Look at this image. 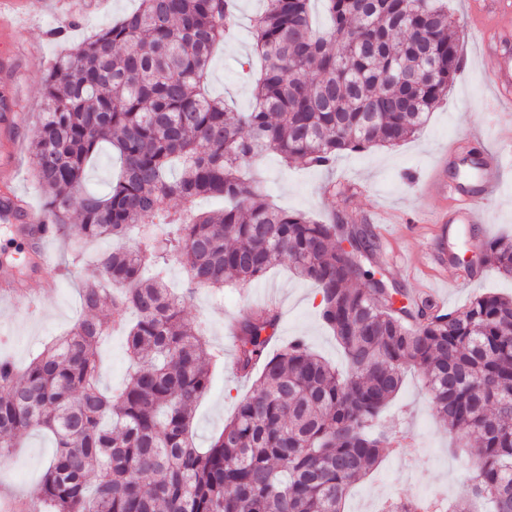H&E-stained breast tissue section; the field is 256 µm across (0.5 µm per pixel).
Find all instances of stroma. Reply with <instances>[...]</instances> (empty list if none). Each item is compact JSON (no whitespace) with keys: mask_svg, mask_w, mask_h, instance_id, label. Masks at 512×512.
I'll use <instances>...</instances> for the list:
<instances>
[{"mask_svg":"<svg viewBox=\"0 0 512 512\" xmlns=\"http://www.w3.org/2000/svg\"><path fill=\"white\" fill-rule=\"evenodd\" d=\"M447 2L461 22V52L468 55L469 63L458 73L447 99L414 137L394 148L341 154L329 170L288 166L274 154L265 155L254 168L262 192L283 209L323 221L331 213H343L356 223L367 224L378 241V249L364 265L383 273L388 288L398 299L416 297L424 285L433 293H440L447 280L460 276L459 266H435L431 259L433 249L473 252L481 241L512 235V146L503 145L498 139L500 125L512 126V100L501 102L497 111H487L486 105L496 93L491 65L481 49L482 34L470 25L471 0ZM138 5L139 0H26L24 17L9 34L13 42L10 87L0 88V97L8 102L7 109H0V150L11 148L16 140L22 142L23 148L15 171L0 169V182H9L30 207L42 209L43 202L32 177L27 146L33 139V115L43 104L45 80L55 57L111 26ZM239 5L236 38L217 49L208 89L244 112L252 104L248 66L253 55L251 19L262 10L263 3L239 0ZM453 141L478 153H498L502 184L498 197L487 204L482 224L448 239L440 235L434 222L441 202L423 195L422 182ZM333 181L347 184V193H329L327 186ZM78 288L77 281L60 278L53 295L42 299L40 313L35 317L27 313L26 296L9 300L0 309V354L22 366L41 343L64 334L79 314ZM489 292L512 295V278L493 267H484L479 277L455 289L442 308L456 309ZM316 296L312 283L295 278L281 267L253 284L225 288L218 296L200 291L186 301L185 318L201 323L211 347L224 354L223 367L214 368L210 388L196 405L194 431L199 446L210 444L251 388L250 381L236 375L234 353L224 347L227 324L249 306L277 302L281 308V342L304 337L314 353L341 365L342 351L318 317ZM379 429L386 433L408 432L416 445L402 456L387 454L378 471L353 488L348 506H355L361 499L378 501L391 490L413 494L415 488L408 479L412 473L419 476L422 484L434 488L450 486L459 495L465 492L469 473L455 454L447 430L437 422L416 371L407 372L395 402L382 415ZM53 451L48 435H25L22 447L0 463V495H32Z\"/></svg>","mask_w":512,"mask_h":512,"instance_id":"35a3bbf8","label":"stroma"}]
</instances>
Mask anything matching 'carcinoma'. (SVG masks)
Segmentation results:
<instances>
[{
  "mask_svg": "<svg viewBox=\"0 0 512 512\" xmlns=\"http://www.w3.org/2000/svg\"><path fill=\"white\" fill-rule=\"evenodd\" d=\"M310 2L265 0L252 20L259 68L246 112L204 90L236 0H140L56 59L29 149L43 214L60 237L126 246L98 254L66 335L21 372L0 357V461L26 432L55 442L30 512H344L348 489L391 448L375 421L409 367L462 453L477 456L465 459L466 495L446 507L397 499L386 512H512V296L486 293L448 313L429 300L414 314L397 308L364 268L365 229L276 208L244 170L270 152L330 169L342 151L407 141L460 70V26L440 0H321L331 25L319 32ZM105 146L120 172L98 194L86 174ZM203 196L224 207L193 213ZM169 199L181 208L166 209ZM481 248L512 276V237ZM173 263L186 274L179 298ZM283 263L317 285L347 372L299 338L269 351L279 312L249 309L234 325L235 367L255 385L200 448L193 412L222 356L184 302ZM113 332L133 370L108 392L101 346Z\"/></svg>",
  "mask_w": 512,
  "mask_h": 512,
  "instance_id": "1",
  "label": "carcinoma"
}]
</instances>
